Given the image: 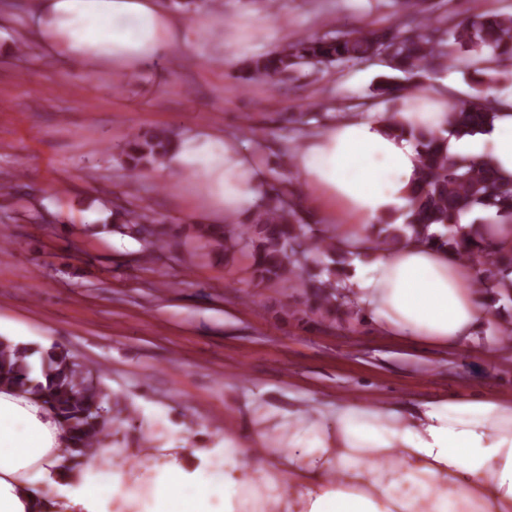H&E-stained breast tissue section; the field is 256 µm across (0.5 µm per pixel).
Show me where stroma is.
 I'll return each mask as SVG.
<instances>
[{
	"mask_svg": "<svg viewBox=\"0 0 512 512\" xmlns=\"http://www.w3.org/2000/svg\"><path fill=\"white\" fill-rule=\"evenodd\" d=\"M10 2L0 0V326L19 343L59 345L97 376L113 418L101 453L117 477L113 512H149L151 475L170 463L223 473L228 414L246 440L298 401L512 397V351L411 348L353 315L322 320L306 279L255 285L246 258L197 238L207 203L179 171L133 175L119 162L135 132L216 131L300 188L293 159L313 130L401 109L374 91L386 63L305 66L273 84L248 78L249 64L285 42L396 25V0H160L176 46L162 69L127 82L90 78L34 41L20 53L37 0ZM473 61L425 72L420 93L471 99ZM121 207L173 226L161 260L144 261L142 242L112 227ZM285 307L295 314L284 321Z\"/></svg>",
	"mask_w": 512,
	"mask_h": 512,
	"instance_id": "35a3bbf8",
	"label": "stroma"
}]
</instances>
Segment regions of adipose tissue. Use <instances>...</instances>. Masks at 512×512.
<instances>
[{
	"label": "adipose tissue",
	"mask_w": 512,
	"mask_h": 512,
	"mask_svg": "<svg viewBox=\"0 0 512 512\" xmlns=\"http://www.w3.org/2000/svg\"><path fill=\"white\" fill-rule=\"evenodd\" d=\"M31 29L56 57L135 78L168 48L174 20L155 0H42ZM448 147L468 158L491 153L512 176V107L497 112L488 133L449 138ZM417 160L412 139L356 115L311 137L297 156L304 182L346 217L335 234L351 254L339 290L352 310L386 338L492 353L489 296L475 292L468 264L413 238L374 243L378 218L407 206ZM171 165L201 184L224 216L254 212L265 175L235 139L180 140ZM236 438L227 437L223 475L160 469L152 512H237L259 499L276 512H512L508 397L452 394L404 410L343 400L291 406L278 477L256 465L254 452L277 441L276 432L260 430L248 446ZM70 446L69 431L40 400L0 389V512H50L33 483Z\"/></svg>",
	"instance_id": "adipose-tissue-1"
}]
</instances>
